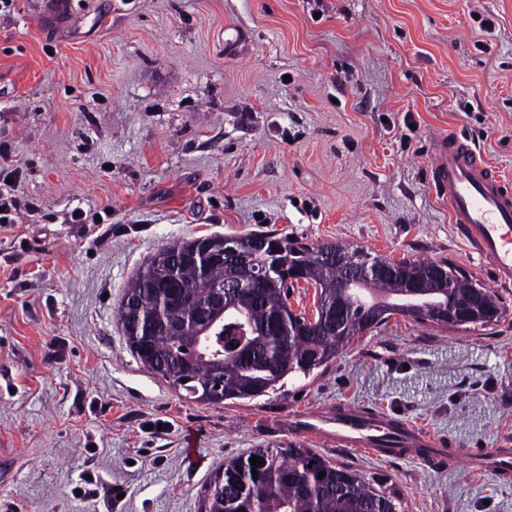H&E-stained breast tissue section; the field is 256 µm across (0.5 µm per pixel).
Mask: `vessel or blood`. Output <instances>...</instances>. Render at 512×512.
Listing matches in <instances>:
<instances>
[{
    "label": "vessel or blood",
    "instance_id": "obj_1",
    "mask_svg": "<svg viewBox=\"0 0 512 512\" xmlns=\"http://www.w3.org/2000/svg\"><path fill=\"white\" fill-rule=\"evenodd\" d=\"M431 172L461 235L488 259L499 283H511L512 180L452 134L435 138ZM289 427L296 436L359 448L376 457H413L430 468H450L463 459L473 467L491 468L497 478L512 476L510 449L452 448L445 438L375 409L342 405L329 412L311 411L295 417Z\"/></svg>",
    "mask_w": 512,
    "mask_h": 512
}]
</instances>
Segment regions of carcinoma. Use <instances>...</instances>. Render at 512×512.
<instances>
[{
  "mask_svg": "<svg viewBox=\"0 0 512 512\" xmlns=\"http://www.w3.org/2000/svg\"><path fill=\"white\" fill-rule=\"evenodd\" d=\"M263 253L298 270L270 288H240L234 309L211 304L210 285L224 281L230 266L224 236L173 239L162 244L127 281L118 324L134 357L176 390L206 403L252 401L275 392L287 377L313 374L336 361L357 336L379 323L375 311L409 317L419 323L442 321V312L477 318L450 327H491L506 308L500 298L466 278L448 262L373 256L340 244L311 247L268 234L240 237ZM348 257L355 266L380 264L395 275L382 283H350L348 267L332 258ZM416 279L422 287L406 288ZM305 282L320 292L323 305L343 300L330 325H307L308 317L288 304L290 289ZM257 456L263 464L252 467ZM258 475H253L252 471ZM325 476L318 477L319 473ZM397 498L367 482L358 471L333 464L309 448H252L224 464L205 494L203 512H397Z\"/></svg>",
  "mask_w": 512,
  "mask_h": 512,
  "instance_id": "carcinoma-1",
  "label": "carcinoma"
}]
</instances>
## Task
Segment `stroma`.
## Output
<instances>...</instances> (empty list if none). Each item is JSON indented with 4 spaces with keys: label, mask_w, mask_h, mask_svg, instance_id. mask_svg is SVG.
Here are the masks:
<instances>
[{
    "label": "stroma",
    "mask_w": 512,
    "mask_h": 512,
    "mask_svg": "<svg viewBox=\"0 0 512 512\" xmlns=\"http://www.w3.org/2000/svg\"><path fill=\"white\" fill-rule=\"evenodd\" d=\"M38 0L0 15V512H201L273 422L349 404L459 448L512 442V287L486 330L395 316L252 401L184 398L117 325L164 242L275 233L441 261L493 288L431 178L461 133L512 178V0ZM236 37L226 52L225 41ZM495 288V287H494ZM200 434L196 462L183 435ZM399 512H512V481L311 443ZM96 494L75 495L84 476Z\"/></svg>",
    "instance_id": "35a3bbf8"
}]
</instances>
